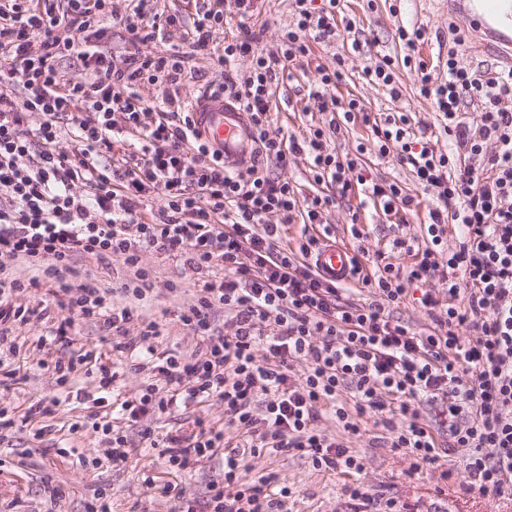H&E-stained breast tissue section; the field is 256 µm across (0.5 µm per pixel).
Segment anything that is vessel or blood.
<instances>
[{"mask_svg":"<svg viewBox=\"0 0 512 512\" xmlns=\"http://www.w3.org/2000/svg\"><path fill=\"white\" fill-rule=\"evenodd\" d=\"M473 29L484 33L489 42L512 48V0H455ZM194 128L201 139L217 151L229 169L246 165L256 152L252 127L245 112L233 99L208 94L199 99L193 114ZM319 270L338 282L354 277L352 251L329 240L316 251Z\"/></svg>","mask_w":512,"mask_h":512,"instance_id":"1","label":"vessel or blood"}]
</instances>
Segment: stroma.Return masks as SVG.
Masks as SVG:
<instances>
[{"label": "stroma", "mask_w": 512, "mask_h": 512, "mask_svg": "<svg viewBox=\"0 0 512 512\" xmlns=\"http://www.w3.org/2000/svg\"><path fill=\"white\" fill-rule=\"evenodd\" d=\"M295 19L294 0H261L259 8L248 19L252 31L261 33L262 45L270 52L280 49L283 35ZM335 39L312 45L301 66L287 85L278 87L272 99L273 129L281 134L305 131L309 126L327 125L330 113L320 111L317 101L308 96L309 85L317 69L333 70L343 64L346 79L334 94L340 104L359 100L374 113L411 112L417 119L434 122L435 104L420 93L422 74L403 64L405 49L397 37L398 28L425 30L418 44L419 56L427 64L436 65L445 58L449 45L460 41L461 62L473 68L494 67L493 53L477 51L473 33L465 18L448 14L438 0H341L336 17ZM106 42L114 56L129 60L135 54L151 50L159 53L179 43L180 32H172L166 41L144 46L132 42L124 25L104 20ZM359 39V49H352V39ZM390 56L401 87L400 98H390L381 86L368 81L367 67L375 66L383 56ZM338 152H354L363 147V167L370 179L397 181L415 196L418 207L410 213L384 215L379 207L366 203L361 190L341 197L334 185L315 183L308 171V158L300 154L288 167H271L272 177L290 182L298 196L314 194L334 196L335 202L325 211L321 226L314 235L330 234L353 251L364 270H371L375 249L387 246L393 238L421 237L432 206V198L416 183L408 167L399 165L394 155H379L370 129L362 123L349 124ZM359 212L357 226H350L352 212ZM359 228L361 238H354L352 228ZM6 267L20 278L24 286L14 291V305L29 307L33 316L17 329L13 351L4 352L8 372L0 374V512H176L175 491H183L197 505H204L211 483L224 479V458L215 456L193 469L179 471L169 466L158 449L148 447L144 430L157 438L193 430L196 423L204 427H220L224 423V405L209 398L180 405L170 414H149L138 423L129 424L114 413V402L138 396L148 384L163 387L164 382L152 366H138L136 355L153 347L156 357L168 354L191 355L202 347L201 336L183 326L178 316L193 304L202 281L200 274L180 265L163 254L145 252L141 265L150 274L151 288L140 301L121 293L120 287L132 279L133 272L119 261L92 263L99 287L111 290L117 307H133V318L127 325V342L133 350L113 351L112 335L102 323L76 319L73 338L84 351L90 352L87 363L79 365L67 384H60L55 370L57 360L70 357L69 349L51 342L49 335L70 317L69 311L45 302L46 278L35 267L21 260L5 259ZM71 318V317H70ZM150 323L158 324L160 336L151 342L140 339L141 330ZM112 360L119 376L111 399L101 400L98 366ZM58 399L52 413L35 412L38 402ZM112 432H105L103 424ZM366 433L353 439L351 446L363 463L360 481L368 485L378 501L394 499L408 512H512V501L466 495L459 489L465 476L462 453H441L436 463L414 469L413 460L392 449L388 434L367 416ZM127 437L128 458L113 464L109 453L112 433ZM85 465H78V458ZM250 475L276 474L280 485L289 489L282 502V512H356V504L344 491L348 476L313 467L299 455L288 457L264 454L247 458ZM154 476L158 487L147 490L143 475ZM171 494H163L162 486Z\"/></svg>", "instance_id": "1"}]
</instances>
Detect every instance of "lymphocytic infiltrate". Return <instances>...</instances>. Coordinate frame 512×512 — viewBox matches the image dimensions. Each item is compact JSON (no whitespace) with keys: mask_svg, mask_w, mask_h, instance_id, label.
Returning a JSON list of instances; mask_svg holds the SVG:
<instances>
[{"mask_svg":"<svg viewBox=\"0 0 512 512\" xmlns=\"http://www.w3.org/2000/svg\"><path fill=\"white\" fill-rule=\"evenodd\" d=\"M340 0H295V22L278 53L265 52L261 36L244 30L216 53L228 69L247 57L242 82L225 77L210 93L228 92L250 116L258 152L241 172L199 140L192 127L195 103L180 94L190 54L215 51L225 24L222 0H200L191 17L181 10L146 14L144 0H128L138 16L135 41L187 29L185 47H173L116 65L102 42L101 22L115 16L113 0H0V256L41 268L64 295L63 305L103 319L122 331L130 308L114 307L109 292L76 270L80 258L112 259L133 268L122 292L142 299L149 288L140 255L158 251L208 278L195 305L181 312L184 326L207 333L200 360L166 357L159 371L168 387L148 385L123 401L130 422L163 414L179 401L214 397L224 403L222 428L187 437L150 440L179 470L224 457V481L212 484L206 512H278L274 474L244 480L251 455H300L314 467L343 473L363 468L349 446L367 415L379 416L391 446L415 466L436 463L432 429L448 433V449L464 451L469 494L512 500V69L482 73L462 66L449 48L441 81L416 61L421 31L398 29L405 64L423 73L421 92L437 106V125L411 113L378 116L358 100L338 107L331 95L341 69L319 71L312 94L339 108L328 128L282 136L270 121L274 85L290 79L311 44L336 35ZM77 58L82 76L65 62ZM162 84L156 117L144 122L141 82ZM370 128L379 154L395 153L431 195L420 242L393 239L409 266L377 251L375 270L354 290L322 275L312 262L320 223L332 197H298L292 184L263 172L265 161L287 166L291 156L311 160L316 182L353 185L387 215L411 212L414 197L397 182H367L358 157L340 158L328 136L355 121ZM448 140L436 150L432 137ZM73 148L60 150L61 138ZM279 223H269V216ZM303 222L298 247L281 227ZM455 245H447L448 228ZM137 242H130V232ZM437 278L440 290L420 303L433 320L416 332L392 313L408 284ZM223 306L232 334L212 333L208 314ZM350 401H342V392ZM433 407L425 420L418 402ZM329 416L339 431L318 425Z\"/></svg>","mask_w":512,"mask_h":512,"instance_id":"f902f5d3","label":"lymphocytic infiltrate"}]
</instances>
